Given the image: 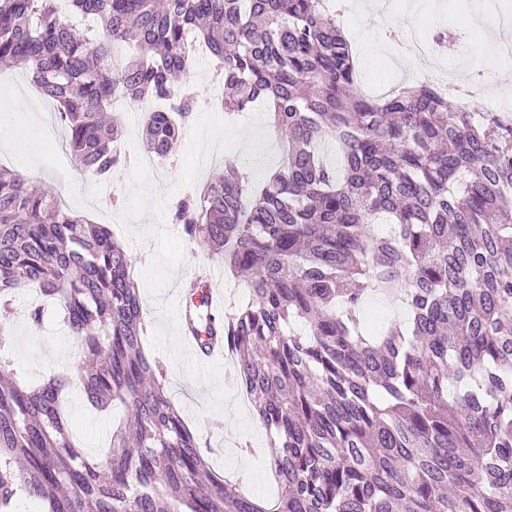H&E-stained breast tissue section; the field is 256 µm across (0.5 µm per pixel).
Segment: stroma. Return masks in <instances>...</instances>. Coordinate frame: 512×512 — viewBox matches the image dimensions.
Returning a JSON list of instances; mask_svg holds the SVG:
<instances>
[{"instance_id":"stroma-1","label":"stroma","mask_w":512,"mask_h":512,"mask_svg":"<svg viewBox=\"0 0 512 512\" xmlns=\"http://www.w3.org/2000/svg\"><path fill=\"white\" fill-rule=\"evenodd\" d=\"M368 0H348L342 18V30L351 41L360 68L361 89L376 96L397 83H422L426 73L419 67L399 73L390 61L397 54L396 42L387 40L383 24L400 25L404 36L429 40L436 23L446 21L455 27L471 28L474 17L483 15L484 0H410L407 9L388 10L385 23H377L366 8ZM463 41L451 42L440 54L439 66L447 80L467 81L473 68L496 70L495 60L480 55L479 49L489 36L488 28L471 29ZM64 130L58 118L49 116L43 106L33 110H0V165L30 178L42 187L57 192L66 208L99 224L109 225L116 239L133 257L136 274L148 266L154 242L147 231L159 224L154 214L139 219H125L123 206L130 182L128 169H121L111 179L101 180L63 171L58 164L66 156ZM37 302L32 292H18L13 302L5 332L6 347L15 374L21 380L37 382L56 374L63 367L82 360L63 321L61 311H53L42 324H33L28 312ZM159 361L167 370L171 398L188 424L200 431L208 447L214 449L221 465L220 473L240 483L253 498L275 497L269 465L260 453L268 441L267 432L255 418L252 408H238L237 384L229 371H222L220 383L230 393L223 411L208 409L211 388L181 373L166 354ZM66 410L71 427L85 453L99 458L112 432V418L90 407L79 391H71ZM251 444L256 452L243 454L241 445Z\"/></svg>"}]
</instances>
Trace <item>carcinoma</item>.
<instances>
[{
  "label": "carcinoma",
  "instance_id": "carcinoma-1",
  "mask_svg": "<svg viewBox=\"0 0 512 512\" xmlns=\"http://www.w3.org/2000/svg\"><path fill=\"white\" fill-rule=\"evenodd\" d=\"M70 2L102 36L61 19L56 0H0V68L27 65L58 104L82 173L125 162L124 129L105 116L115 94L164 105L145 113L146 149L173 155L199 107L191 39L221 65L224 108L263 100L284 137L261 186L226 159L172 215L249 290L221 326L192 286L185 325L233 350L277 495L258 501L211 470L145 353L128 250L0 166V304L37 287L92 360L30 384L0 356V512L21 497L41 512H512V122L430 84L362 92L340 3ZM373 292L399 295L409 321L364 335ZM74 385L98 409H127L100 460L68 430Z\"/></svg>",
  "mask_w": 512,
  "mask_h": 512
}]
</instances>
